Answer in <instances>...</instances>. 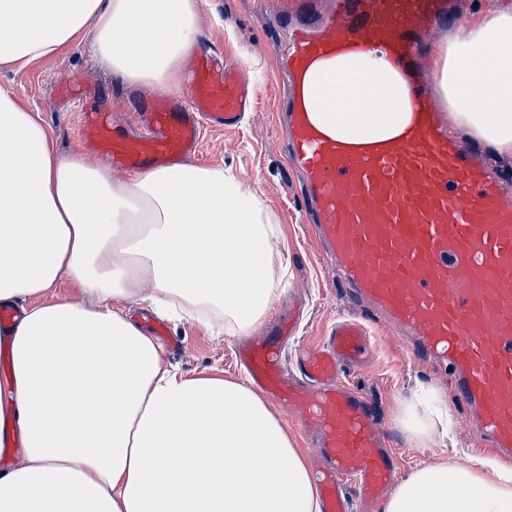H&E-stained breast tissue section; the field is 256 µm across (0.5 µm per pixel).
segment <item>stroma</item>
Returning <instances> with one entry per match:
<instances>
[{
	"label": "stroma",
	"instance_id": "stroma-1",
	"mask_svg": "<svg viewBox=\"0 0 512 512\" xmlns=\"http://www.w3.org/2000/svg\"><path fill=\"white\" fill-rule=\"evenodd\" d=\"M269 9L268 0H200L202 52L224 53L240 60L259 95L254 112L238 128L203 130L195 161L202 166L232 170L244 188L256 192L265 211L279 226L273 259L278 288L274 301L280 304L298 298L305 305L299 333L283 351L284 368L292 374L300 343L310 344L325 336L352 309L335 272L327 266L300 221L304 198L282 151L285 129L278 121L282 95L278 63L287 31L268 18ZM0 86L11 88L47 125L62 156L88 149L74 129V106L125 118L150 96L143 88L114 86L111 75L94 61L84 43L72 44L19 71L0 70ZM367 328L375 338L369 362L362 368L346 370L345 375L377 407L389 444L398 451V476L407 475L443 453L436 441L425 446L414 444L404 427L405 408L423 386L448 404L458 461L464 464L470 457L483 456V449L470 432L468 412L457 404L447 383L439 381L434 367L409 363L405 342L395 331L373 322ZM169 329L171 345L163 350L166 361L189 375L205 372L235 376L232 357L238 337L213 335L188 321L170 324Z\"/></svg>",
	"mask_w": 512,
	"mask_h": 512
}]
</instances>
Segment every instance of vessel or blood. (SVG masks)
Wrapping results in <instances>:
<instances>
[{"mask_svg":"<svg viewBox=\"0 0 512 512\" xmlns=\"http://www.w3.org/2000/svg\"><path fill=\"white\" fill-rule=\"evenodd\" d=\"M457 11L455 0H332L324 16L295 25L285 153L348 299L407 337L411 361L447 365L475 435L512 461V197L478 152L449 136L425 67L432 34ZM371 50L406 81L408 117L386 139L331 135L310 113L315 68ZM186 77L185 96L159 93L142 104L140 133L81 110L79 137L117 172L173 166L199 152L204 128H236L256 105L258 92L234 59L193 52ZM293 328L283 312L275 336L243 345L235 359L313 436L323 512H345L349 491L373 501L395 477L396 452L375 408L343 377L366 362L372 338L345 318L300 351V376L288 380L280 353Z\"/></svg>","mask_w":512,"mask_h":512,"instance_id":"obj_1","label":"vessel or blood"}]
</instances>
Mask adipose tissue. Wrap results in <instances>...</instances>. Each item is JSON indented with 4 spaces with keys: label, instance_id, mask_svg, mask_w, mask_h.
Masks as SVG:
<instances>
[{
    "label": "adipose tissue",
    "instance_id": "adipose-tissue-1",
    "mask_svg": "<svg viewBox=\"0 0 512 512\" xmlns=\"http://www.w3.org/2000/svg\"><path fill=\"white\" fill-rule=\"evenodd\" d=\"M197 33L196 0H0V68L83 40L117 85L174 92ZM328 70L316 122L342 136L339 108L380 101L364 133H396L407 92L384 58ZM438 86L470 138L512 154V11L481 15L440 48ZM278 231L230 171L186 162L116 183L92 154L58 157L47 128L0 88V305L20 312L0 400L22 444L0 466V512H321L263 399L166 363L117 308L146 302L208 331H249L275 296ZM64 278L76 295L54 296ZM404 426L418 442L447 439L448 409L423 397ZM383 512H512V470L443 457L402 478Z\"/></svg>",
    "mask_w": 512,
    "mask_h": 512
}]
</instances>
